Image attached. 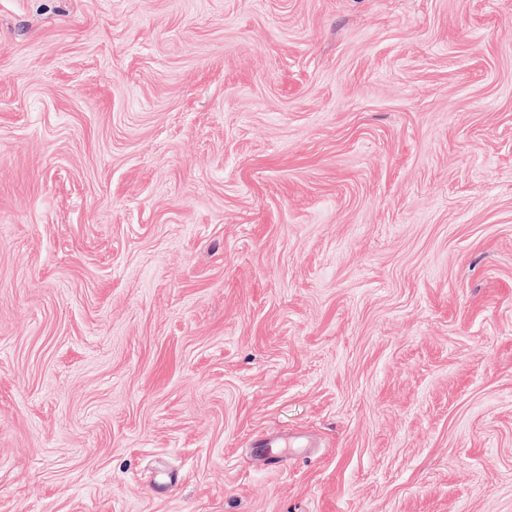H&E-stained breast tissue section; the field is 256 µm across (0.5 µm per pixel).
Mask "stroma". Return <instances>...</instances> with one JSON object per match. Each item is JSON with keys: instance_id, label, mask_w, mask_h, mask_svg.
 Segmentation results:
<instances>
[{"instance_id": "stroma-1", "label": "stroma", "mask_w": 512, "mask_h": 512, "mask_svg": "<svg viewBox=\"0 0 512 512\" xmlns=\"http://www.w3.org/2000/svg\"><path fill=\"white\" fill-rule=\"evenodd\" d=\"M0 512H512V0H0Z\"/></svg>"}]
</instances>
